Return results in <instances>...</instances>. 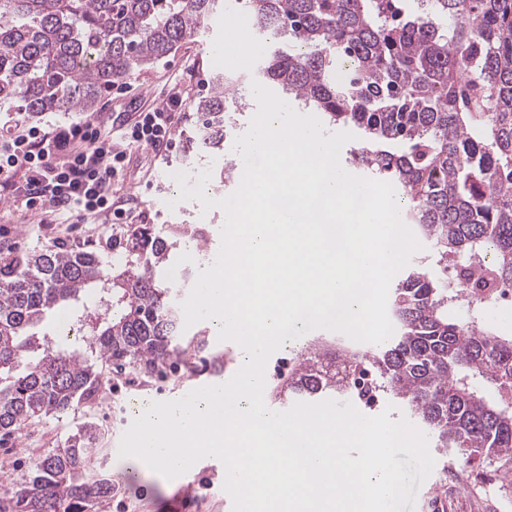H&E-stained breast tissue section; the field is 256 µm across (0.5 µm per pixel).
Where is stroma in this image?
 <instances>
[{"label": "stroma", "mask_w": 512, "mask_h": 512, "mask_svg": "<svg viewBox=\"0 0 512 512\" xmlns=\"http://www.w3.org/2000/svg\"><path fill=\"white\" fill-rule=\"evenodd\" d=\"M239 27L235 0H224L223 8L216 10L204 30L184 41L166 58L113 84L102 94L93 112H47L35 118L34 123L48 128L90 118L108 121L118 114L127 119L143 108L145 93L163 97L176 83L191 85L192 98L205 96L216 77L247 75L260 60L263 46L256 33L247 37L251 50L245 56L229 40V30ZM199 128L196 112L189 109L178 120L176 146L167 156L158 158L142 148L131 150L123 179L111 184L114 204L126 210V227L116 229L101 222L67 226L60 216L35 215L18 200L7 207L0 205V255L35 253L63 244L95 247L110 255L121 249L131 226L148 224L163 235L169 225L190 224L205 228L206 238L201 245L189 241L178 248L167 268L169 281L178 282L181 266L195 251L215 259L224 214L218 209L202 212L199 202L194 200L179 201V187L173 175L186 172L194 176L207 168L218 172L229 164L238 168L242 159L229 142L218 154L206 149L188 151L187 145L198 138ZM192 330L205 334L212 346L215 363L210 370L198 374L183 365L172 372L144 377L128 368L104 366V373L112 377L111 400L77 405L63 414L25 426L11 439L0 442V482L30 472L39 456L64 447L71 435L91 423L98 430L97 451L85 476L111 479L114 486L111 499L100 512H118L121 503L128 506L129 512H176L175 481L163 478L137 459L119 457L117 448L122 433L135 417V405L169 400L181 386L228 381L239 370L245 353L234 342L219 341L214 321L199 322ZM431 454L435 459L433 471L419 487L414 506L404 507L403 512H430L426 501L433 489L446 503V512H512V485L503 480L496 465H468L473 482L457 491L448 480L449 469L456 465L451 453L435 448ZM218 464L217 458L206 457L191 468L192 478L209 487L207 495L196 498L191 512H225L224 479L211 473Z\"/></svg>", "instance_id": "stroma-1"}]
</instances>
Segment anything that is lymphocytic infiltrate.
Here are the masks:
<instances>
[{
  "mask_svg": "<svg viewBox=\"0 0 512 512\" xmlns=\"http://www.w3.org/2000/svg\"><path fill=\"white\" fill-rule=\"evenodd\" d=\"M189 98V87L174 86L163 105L108 134L87 122L45 129L23 119L6 121L0 125V199L23 198L40 215L121 220L124 211L112 206L106 184L123 177L130 148L171 152Z\"/></svg>",
  "mask_w": 512,
  "mask_h": 512,
  "instance_id": "lymphocytic-infiltrate-1",
  "label": "lymphocytic infiltrate"
}]
</instances>
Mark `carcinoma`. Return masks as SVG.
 I'll return each instance as SVG.
<instances>
[{
  "instance_id": "carcinoma-1",
  "label": "carcinoma",
  "mask_w": 512,
  "mask_h": 512,
  "mask_svg": "<svg viewBox=\"0 0 512 512\" xmlns=\"http://www.w3.org/2000/svg\"><path fill=\"white\" fill-rule=\"evenodd\" d=\"M220 0H0V109L92 112L103 92L205 29ZM237 0L269 53L252 77L215 79L194 103L202 145L220 151L251 79L364 137L347 161L406 195V219L433 245L443 276L410 270L394 291L397 334L372 357L322 341L271 392L329 399L365 379L400 399L439 447L512 475V336L453 317L448 268L482 293L512 285V0ZM185 237L135 227L124 263L51 246L0 258V432L93 401L98 361L150 376L207 363L209 342L178 334L162 270ZM487 258L464 273L459 263ZM96 299L73 322L83 344L33 329L57 306ZM487 383L493 397L474 384ZM89 425L0 487V512H99L112 481L82 480Z\"/></svg>"
}]
</instances>
